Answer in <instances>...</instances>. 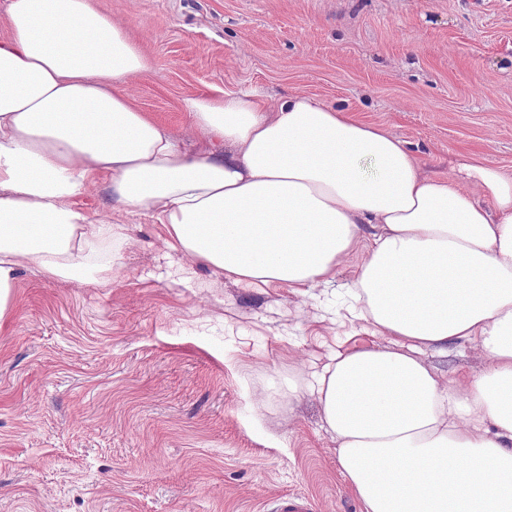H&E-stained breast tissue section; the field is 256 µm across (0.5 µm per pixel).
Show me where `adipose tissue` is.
<instances>
[{
    "label": "adipose tissue",
    "instance_id": "1",
    "mask_svg": "<svg viewBox=\"0 0 512 512\" xmlns=\"http://www.w3.org/2000/svg\"><path fill=\"white\" fill-rule=\"evenodd\" d=\"M0 322L17 269L98 286L128 228L90 186L165 225L169 249L246 288L312 287L362 260L354 316L385 346L335 353L314 392L364 512H512V175L462 162L477 203L403 142L302 93L188 99V151L124 84L150 67L97 0L0 8ZM489 362L455 388L420 360L454 340Z\"/></svg>",
    "mask_w": 512,
    "mask_h": 512
}]
</instances>
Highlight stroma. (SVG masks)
<instances>
[{
	"instance_id": "obj_1",
	"label": "stroma",
	"mask_w": 512,
	"mask_h": 512,
	"mask_svg": "<svg viewBox=\"0 0 512 512\" xmlns=\"http://www.w3.org/2000/svg\"><path fill=\"white\" fill-rule=\"evenodd\" d=\"M150 57L127 93L192 149L203 92H302L406 143L426 175L512 174V0H99ZM104 288L21 265L0 323V512H362L309 391L331 353L386 344L326 285L244 288L127 217ZM479 374L474 342L422 355Z\"/></svg>"
}]
</instances>
